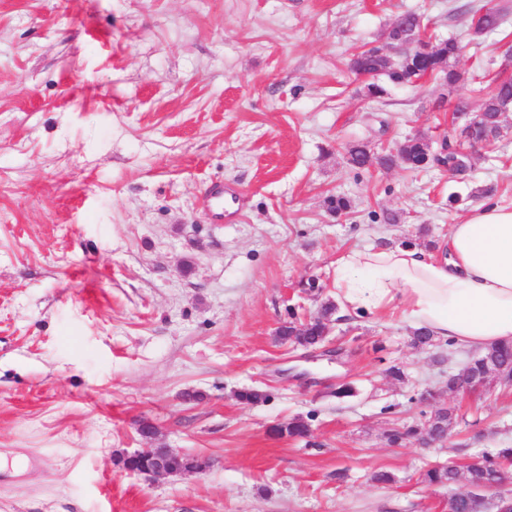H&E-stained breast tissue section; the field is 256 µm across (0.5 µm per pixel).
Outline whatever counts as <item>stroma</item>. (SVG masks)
I'll list each match as a JSON object with an SVG mask.
<instances>
[{
  "instance_id": "35a3bbf8",
  "label": "stroma",
  "mask_w": 512,
  "mask_h": 512,
  "mask_svg": "<svg viewBox=\"0 0 512 512\" xmlns=\"http://www.w3.org/2000/svg\"><path fill=\"white\" fill-rule=\"evenodd\" d=\"M475 3L501 16L479 38ZM407 12L462 46L465 81L370 98L349 61ZM494 75L512 77V0H0V512H448L471 493L422 481L512 448V387L446 386L470 350L415 348L396 311L336 313L315 350L276 330L335 299L345 252L439 245L455 215L512 204L511 140L462 176L347 161L441 143ZM439 405L446 442L389 443ZM296 417L307 437L270 435ZM149 448L209 466L148 481L116 462Z\"/></svg>"
}]
</instances>
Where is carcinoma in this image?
Returning <instances> with one entry per match:
<instances>
[{
	"label": "carcinoma",
	"instance_id": "cac0c4a2",
	"mask_svg": "<svg viewBox=\"0 0 512 512\" xmlns=\"http://www.w3.org/2000/svg\"><path fill=\"white\" fill-rule=\"evenodd\" d=\"M457 41L453 39L438 40L434 43L427 41L424 46L429 51L416 53L411 61L392 67L387 64L381 50L372 47L354 54L351 67L356 71L374 73L385 76L393 84H406L410 78L422 79L434 76L449 86H456L462 80V74L455 68ZM512 101V78L502 80L496 76L487 80L485 94L480 107L481 120L485 133H490L497 124L498 113L504 111L507 103ZM431 143L423 136H415L406 140L404 147L395 155L387 152L371 157L367 145L359 143L349 150V163L358 168H364L370 161L384 168L403 167L410 170H423L435 165L450 166L457 170V162L464 161L463 154L452 150L445 155L433 157L430 151ZM337 306L330 300L319 304L317 310L307 319L300 320L290 316L288 325L278 331L277 337L281 341H288L301 346L317 347L324 340L327 325L332 321ZM496 368V375L512 379V344H502L489 347L470 358L460 373L448 378V387H455L456 379L464 376L468 379L480 380L487 374V369ZM453 422V413L444 407L436 409L429 417L416 421L411 425L394 428L388 434V440L393 445H399L411 440L421 430L430 429L436 437L448 430ZM308 434V424L300 419H292L271 428V435L276 438L285 436L296 438ZM512 465V448H502L495 456L485 455L482 460L466 466L468 480L474 487L480 486L483 481L496 469ZM459 476L455 467L435 466L427 469L422 479L429 485L450 486ZM448 508L452 512H481L482 499L476 495L460 498L456 495L449 498Z\"/></svg>",
	"mask_w": 512,
	"mask_h": 512
}]
</instances>
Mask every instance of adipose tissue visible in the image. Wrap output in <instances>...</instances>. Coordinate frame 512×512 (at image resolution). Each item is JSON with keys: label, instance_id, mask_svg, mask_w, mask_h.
<instances>
[{"label": "adipose tissue", "instance_id": "1", "mask_svg": "<svg viewBox=\"0 0 512 512\" xmlns=\"http://www.w3.org/2000/svg\"><path fill=\"white\" fill-rule=\"evenodd\" d=\"M437 260L416 244L343 255L336 266L342 310H399L457 346L512 343V207L481 204L450 225Z\"/></svg>", "mask_w": 512, "mask_h": 512}]
</instances>
